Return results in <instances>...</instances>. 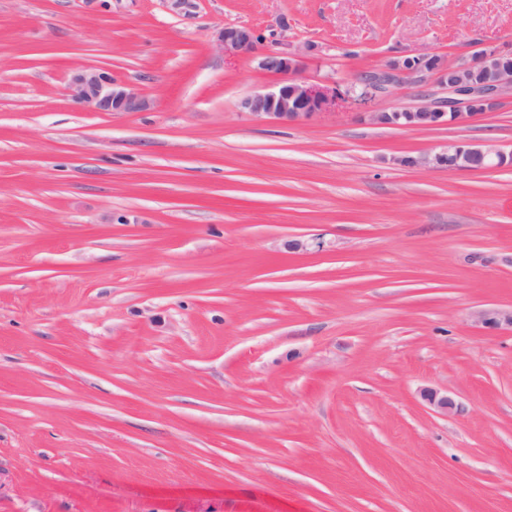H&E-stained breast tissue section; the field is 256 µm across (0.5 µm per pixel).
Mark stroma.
Wrapping results in <instances>:
<instances>
[{
  "instance_id": "stroma-1",
  "label": "stroma",
  "mask_w": 512,
  "mask_h": 512,
  "mask_svg": "<svg viewBox=\"0 0 512 512\" xmlns=\"http://www.w3.org/2000/svg\"><path fill=\"white\" fill-rule=\"evenodd\" d=\"M228 25L342 89L512 46V0H0V512H512V333L474 321L512 306V166L393 162L512 151V98L260 121ZM85 67L146 108L74 103ZM507 152L501 148L469 142L449 141L440 151L419 157H404L398 163L425 168L444 167L448 173L503 166Z\"/></svg>"
}]
</instances>
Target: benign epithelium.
Returning a JSON list of instances; mask_svg holds the SVG:
<instances>
[{
	"label": "benign epithelium",
	"instance_id": "obj_1",
	"mask_svg": "<svg viewBox=\"0 0 512 512\" xmlns=\"http://www.w3.org/2000/svg\"><path fill=\"white\" fill-rule=\"evenodd\" d=\"M219 43L224 52L239 56H260L261 67L282 76L275 88L257 92L241 102V108L257 120L278 124H300L327 108L340 94L336 87L310 85L293 75L298 54L265 51L257 32L248 26H226ZM431 75L448 90V96L431 98L413 111L369 112V121L392 127H430L466 123L494 109L500 99L512 95V51L485 48L467 60L447 58L414 48L399 53L382 72H367L356 79L350 91L360 90L358 98L371 100L376 92L400 84L404 78ZM72 100L103 112H137L144 101L132 88L114 82L105 73L88 68L71 83ZM507 152L500 148L469 142L450 141L440 151L419 157H404L398 163L425 168H445L450 173L502 166ZM477 321L485 328L512 331V309H486ZM424 398L446 416L455 409L448 394L433 390Z\"/></svg>",
	"mask_w": 512,
	"mask_h": 512
}]
</instances>
